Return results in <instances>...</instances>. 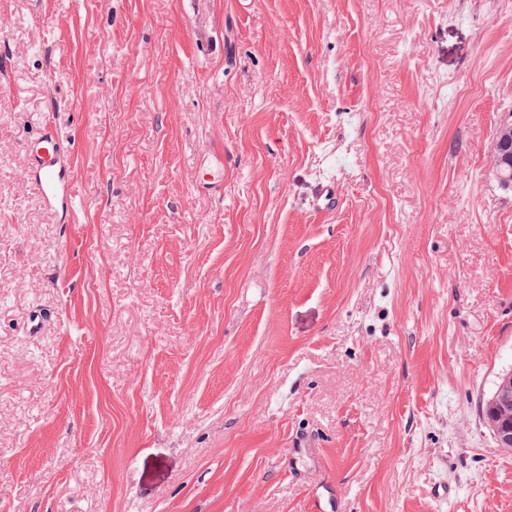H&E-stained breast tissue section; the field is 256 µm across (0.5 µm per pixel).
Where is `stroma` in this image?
<instances>
[{
  "instance_id": "35a3bbf8",
  "label": "stroma",
  "mask_w": 512,
  "mask_h": 512,
  "mask_svg": "<svg viewBox=\"0 0 512 512\" xmlns=\"http://www.w3.org/2000/svg\"><path fill=\"white\" fill-rule=\"evenodd\" d=\"M510 120L512 0H0V512H512ZM60 142L61 136L55 127L43 120L40 135L26 142L27 164L22 176L35 188L50 214L61 213L71 219L76 212L77 200L71 165ZM499 136V137H498ZM498 138V139H497ZM496 172L500 181L511 186V175L506 177L502 175L503 167H512V123H503L497 132L496 144ZM336 181L333 178L320 182L312 197V208L318 211H330L336 208ZM497 391V392H496ZM496 393V395H495ZM498 407V420L488 419L487 413L491 407V399ZM485 407V416L489 421L493 435L502 448L512 447V376H505L488 400Z\"/></svg>"
}]
</instances>
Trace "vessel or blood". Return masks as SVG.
<instances>
[{
	"instance_id": "1",
	"label": "vessel or blood",
	"mask_w": 512,
	"mask_h": 512,
	"mask_svg": "<svg viewBox=\"0 0 512 512\" xmlns=\"http://www.w3.org/2000/svg\"><path fill=\"white\" fill-rule=\"evenodd\" d=\"M61 137L51 123H44L40 135L27 140V164L24 180L37 191L46 210L53 215H74L77 208L72 186L71 165L61 149ZM337 202L336 182L328 179L320 182L312 197V207L318 211L335 209Z\"/></svg>"
}]
</instances>
